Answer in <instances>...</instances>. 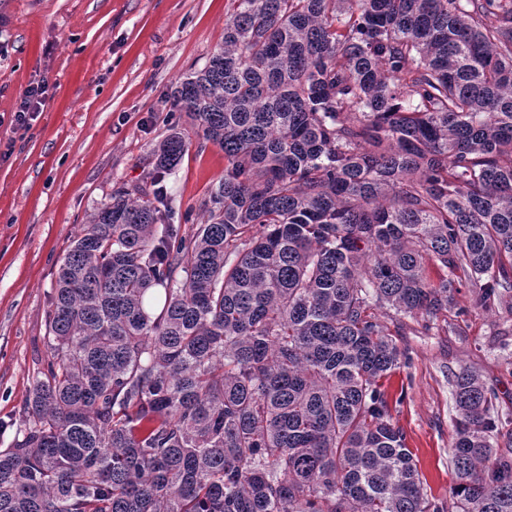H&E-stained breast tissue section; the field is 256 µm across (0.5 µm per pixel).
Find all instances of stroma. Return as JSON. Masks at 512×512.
Here are the masks:
<instances>
[{
	"label": "stroma",
	"instance_id": "obj_1",
	"mask_svg": "<svg viewBox=\"0 0 512 512\" xmlns=\"http://www.w3.org/2000/svg\"><path fill=\"white\" fill-rule=\"evenodd\" d=\"M228 0H0V448L7 447L46 356L58 264L88 216L114 191L143 182L171 130L188 146L165 185L201 223L224 174V151L171 109L175 82L224 38ZM46 98L22 128L29 85ZM451 329L406 320L396 338L411 361L386 387L429 498L447 503L456 476L449 444L457 413L448 378L468 367L512 411V321L470 307Z\"/></svg>",
	"mask_w": 512,
	"mask_h": 512
}]
</instances>
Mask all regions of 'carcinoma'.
<instances>
[{"mask_svg":"<svg viewBox=\"0 0 512 512\" xmlns=\"http://www.w3.org/2000/svg\"><path fill=\"white\" fill-rule=\"evenodd\" d=\"M172 98L224 149L207 218L155 191L181 132L89 216L0 512H512V413L467 367L428 497L377 314L447 329L466 287L512 320V0H231Z\"/></svg>","mask_w":512,"mask_h":512,"instance_id":"carcinoma-1","label":"carcinoma"}]
</instances>
